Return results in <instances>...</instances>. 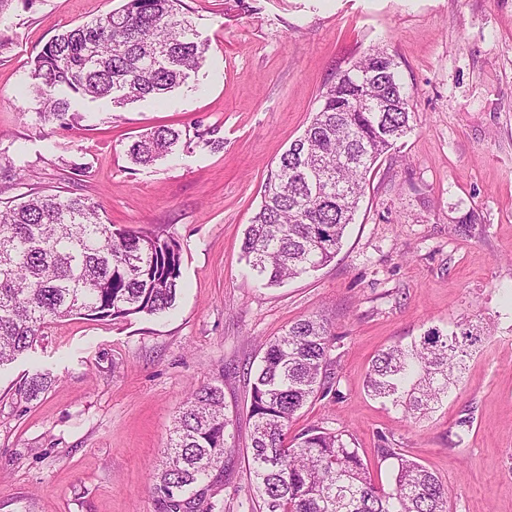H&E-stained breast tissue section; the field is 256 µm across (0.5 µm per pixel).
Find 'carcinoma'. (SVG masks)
Wrapping results in <instances>:
<instances>
[{"mask_svg": "<svg viewBox=\"0 0 512 512\" xmlns=\"http://www.w3.org/2000/svg\"><path fill=\"white\" fill-rule=\"evenodd\" d=\"M182 0H125L106 15L48 41L31 62L38 123L75 118L67 89L122 108L180 86L204 60ZM304 130L281 155L264 185L242 251L255 276L277 286L335 259L364 195L367 175L410 130V96L394 59L380 48L356 61L321 95ZM215 130H196L197 144L224 147ZM184 132L152 128L127 146L150 165L173 151ZM182 250L160 232L105 222L82 196L34 193L0 204V366L32 347L46 324L79 316L113 321L171 310L180 287ZM481 342L469 327L428 330L373 360L366 387L405 414L430 412L457 382L465 358ZM332 338L316 318L300 319L281 337L259 344L261 365L250 386L249 474L255 512H449L448 489L402 448H380L393 486L376 482L371 465L344 431L311 428L288 439L297 413L325 386ZM47 374L23 384L37 399ZM229 420L224 388L194 390L173 420L166 461L155 470L157 512H215L224 487Z\"/></svg>", "mask_w": 512, "mask_h": 512, "instance_id": "carcinoma-1", "label": "carcinoma"}]
</instances>
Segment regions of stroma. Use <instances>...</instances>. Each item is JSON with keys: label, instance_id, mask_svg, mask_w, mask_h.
Masks as SVG:
<instances>
[{"label": "stroma", "instance_id": "35a3bbf8", "mask_svg": "<svg viewBox=\"0 0 512 512\" xmlns=\"http://www.w3.org/2000/svg\"><path fill=\"white\" fill-rule=\"evenodd\" d=\"M122 3L0 8V167L23 171L0 177V201L57 190L117 226L168 234L182 248L181 288L167 314L50 323L0 366V512H155L173 417L206 383L224 387L234 449L216 512H251L259 344L309 316L335 337L331 389L291 434L351 433L387 488L377 450L404 449L447 487L450 512H512V0H183L208 47L184 85L120 109L79 98L78 121L38 125L30 59ZM374 47L397 64L412 129L369 174L336 258L261 286L241 246L267 176L321 92ZM161 125L211 127L224 146L131 164L132 137ZM468 323L485 337L433 412L410 419L368 394L381 350ZM37 373L52 385L30 401L19 385Z\"/></svg>", "mask_w": 512, "mask_h": 512}]
</instances>
